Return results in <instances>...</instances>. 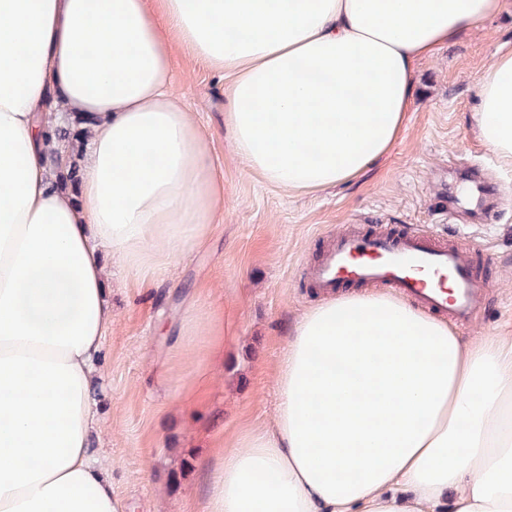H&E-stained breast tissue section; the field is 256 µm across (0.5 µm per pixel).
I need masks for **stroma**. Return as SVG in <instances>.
I'll use <instances>...</instances> for the list:
<instances>
[{
	"mask_svg": "<svg viewBox=\"0 0 512 512\" xmlns=\"http://www.w3.org/2000/svg\"><path fill=\"white\" fill-rule=\"evenodd\" d=\"M512 51V9L488 16L415 66L414 98L389 153L360 177L314 193L266 183L235 155L224 128V80L172 43L171 92L212 138L224 168V203L208 238L158 282L112 267V328L98 404L104 425L93 453L112 464L127 512H203L195 459L218 440L270 424L277 368L292 324L322 295L304 271L346 230L457 225L485 253L490 286L464 340L512 341V167L482 142L479 81ZM224 308V360L205 353V320L176 340L199 304ZM197 381L203 404L182 409L177 389Z\"/></svg>",
	"mask_w": 512,
	"mask_h": 512,
	"instance_id": "1",
	"label": "stroma"
}]
</instances>
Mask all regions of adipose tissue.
<instances>
[{
  "label": "adipose tissue",
  "mask_w": 512,
  "mask_h": 512,
  "mask_svg": "<svg viewBox=\"0 0 512 512\" xmlns=\"http://www.w3.org/2000/svg\"><path fill=\"white\" fill-rule=\"evenodd\" d=\"M512 0H0V512H122L92 459L110 261L158 275L215 223L224 175L171 93V39L226 77L235 154L317 192L399 138L414 63ZM92 135L46 147L48 101ZM512 166V53L479 85ZM206 512H512V343L385 293L295 322L269 426L199 463Z\"/></svg>",
  "instance_id": "ef3b65f1"
}]
</instances>
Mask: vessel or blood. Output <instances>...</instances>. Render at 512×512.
I'll return each instance as SVG.
<instances>
[{"label":"vessel or blood","instance_id":"b4317fda","mask_svg":"<svg viewBox=\"0 0 512 512\" xmlns=\"http://www.w3.org/2000/svg\"><path fill=\"white\" fill-rule=\"evenodd\" d=\"M305 276L328 295L349 283L389 288L461 326L473 323L487 287L468 252L411 225L337 234Z\"/></svg>","mask_w":512,"mask_h":512}]
</instances>
